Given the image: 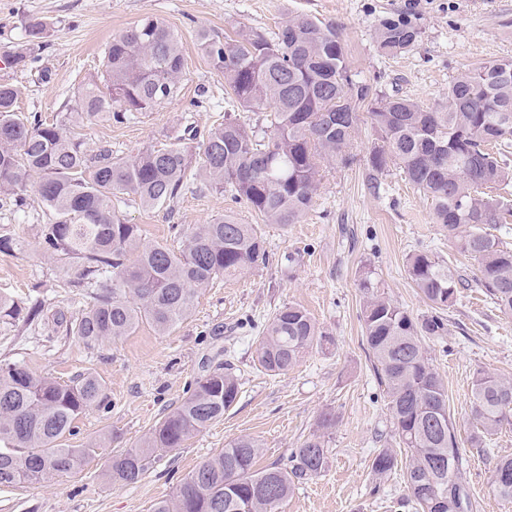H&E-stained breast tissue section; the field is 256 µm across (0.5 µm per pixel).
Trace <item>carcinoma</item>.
<instances>
[{"instance_id":"cac0c4a2","label":"carcinoma","mask_w":512,"mask_h":512,"mask_svg":"<svg viewBox=\"0 0 512 512\" xmlns=\"http://www.w3.org/2000/svg\"><path fill=\"white\" fill-rule=\"evenodd\" d=\"M45 28L32 21L27 40L12 53L24 67L43 48ZM420 28L406 17L380 21L375 38L385 56H398L417 42ZM200 48L224 76V95L243 112L268 109V128L238 119L210 130L201 144L179 142L127 157L101 148L89 154L64 125L17 114V92L0 84V195L16 210L27 205L25 178H38L42 205L52 220L38 225L48 257L81 267L77 285L90 289V306L78 317L43 302L0 296V320L51 326L57 336H75L88 347L131 334L146 323L168 332L191 310L195 293L219 278L234 279L266 262L264 238L233 214L196 224L177 251L147 242L123 218L115 201L134 195L146 208L176 199L189 183L230 188L266 224H297L312 206L326 163L351 161L348 149L366 105L377 143L368 164L374 185L399 168L434 203L436 223L456 250L478 263V286L504 315L512 316V243L494 231L507 228L512 206L486 190L512 180V169L494 151L512 141V59L461 71L445 101L428 108L399 96L371 97L353 78L336 30L296 15L274 36L242 30L221 38L207 32ZM184 67L180 40L160 19L146 16L106 45L98 79L87 83L72 111L88 123L126 119L172 98ZM407 271L432 313L414 318L391 299L366 293L363 333L372 366L384 386L395 436L410 452L407 494L400 508L418 512H469L470 495L459 482L465 458L448 392L422 339L442 337L441 311L456 299L460 281L448 263L420 251ZM328 341L303 308L288 305L267 324L258 363L267 372H288L309 349ZM103 384L92 374L69 383L37 375L23 362L0 358V486L44 482L80 472L97 444L64 448L77 420L103 406ZM239 382L231 368L195 381L189 395L132 448L112 456L110 481L138 483L158 452L180 448L224 418ZM473 448H483L512 423V380L486 370L473 374L469 398ZM336 416L289 456V466L256 468L261 444L239 437L224 445L150 512H278L295 481L319 476L328 466L325 438ZM399 466L398 453L381 449L372 472L382 477ZM491 486L512 502V456L499 458Z\"/></svg>"}]
</instances>
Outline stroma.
<instances>
[{
	"label": "stroma",
	"instance_id": "1",
	"mask_svg": "<svg viewBox=\"0 0 512 512\" xmlns=\"http://www.w3.org/2000/svg\"><path fill=\"white\" fill-rule=\"evenodd\" d=\"M299 14L336 28L352 73L373 92L425 106L440 102L449 82L468 66L512 58V0H0V58L24 42L31 20L46 25L44 46L30 65L19 69L0 61V84L16 90L21 115L61 121L89 152L106 145L113 156L128 157L175 143L188 132L205 138L223 122L224 77L202 54L200 33H269ZM391 15L409 17L421 29L415 45L396 57L382 55L375 42L379 21ZM146 16L164 20L182 41L178 92L121 123L80 122L72 108L80 88L96 76L106 45ZM375 142L368 114H360L349 148L352 163L322 168L311 210L287 226L258 223L227 191L191 187L156 208L123 196L120 212L151 241L180 249L188 227L231 213L257 224L267 260L244 277L221 278L199 290L189 317L164 335L143 325L89 348L72 336L52 338L40 329L0 323V355L62 382L94 374L105 396L104 408L83 414L78 434L67 440L71 448L100 441L94 460L81 472L48 482L0 487V512H149L154 501L169 497L199 463L237 437L260 441V465L286 463L328 412L336 416L326 438L328 467L297 486L279 512H395L404 490L402 470L381 479L371 470L375 453L390 446L393 427L363 337V285L371 283L411 316L428 314L407 272L409 256L418 251L447 260L465 282L442 312L446 336L427 338L425 345L448 389L459 440L467 445L474 372L512 378V317L478 288L474 261L456 253L447 230L435 222L431 199L399 168L372 188L367 159ZM35 183L32 177L26 181V212L0 204V235L21 244L0 249V294L40 299L77 316L90 298L75 285L78 267L53 262L38 243L37 229L49 215ZM288 304L305 308L332 342L273 376L258 365V339ZM225 362L241 390L223 420L161 453L139 483L109 481L105 472L113 454L134 446L181 403L198 377ZM505 455H512V425L499 430L489 453L467 445L461 481L473 512H512L490 485L494 462Z\"/></svg>",
	"mask_w": 512,
	"mask_h": 512
}]
</instances>
